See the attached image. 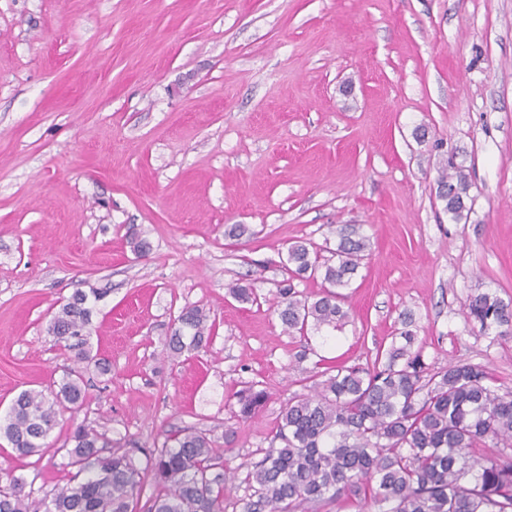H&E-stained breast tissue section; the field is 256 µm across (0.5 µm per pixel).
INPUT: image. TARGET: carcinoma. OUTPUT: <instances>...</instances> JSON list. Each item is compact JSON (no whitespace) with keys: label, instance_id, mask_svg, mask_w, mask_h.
Returning a JSON list of instances; mask_svg holds the SVG:
<instances>
[{"label":"carcinoma","instance_id":"1","mask_svg":"<svg viewBox=\"0 0 512 512\" xmlns=\"http://www.w3.org/2000/svg\"><path fill=\"white\" fill-rule=\"evenodd\" d=\"M436 199L459 220L471 200L466 174L447 160L437 179ZM336 262L321 259L304 241L287 250L289 278L277 289L276 312L284 332L309 326L338 327L346 313L338 288L350 284L367 249L356 231L339 232ZM318 275L326 289L311 300L293 280ZM84 293L74 294L52 317L48 333L89 358L92 310ZM465 315L484 332L512 327V302L490 293L470 297ZM168 341L171 357L205 347L212 327L197 306L182 308ZM376 356L372 366H340L281 408L273 440L248 474L242 512H323L344 501L364 512H512V394H499L477 365L431 370L413 350L414 334ZM86 398L82 371L66 370L55 400L34 389L13 400L3 434L21 457L47 447L57 407L80 406ZM238 417L252 418L269 395L256 385L237 395ZM498 449L485 456L479 448ZM111 440L85 425L73 426L62 445L74 480L55 486L42 499L44 512H136L148 483L156 493L148 512H224V487L235 473L213 441L192 428L162 447L109 449ZM142 454L139 459L136 454ZM26 478L0 473V512H29Z\"/></svg>","mask_w":512,"mask_h":512}]
</instances>
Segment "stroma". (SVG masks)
Instances as JSON below:
<instances>
[{
  "instance_id": "stroma-1",
  "label": "stroma",
  "mask_w": 512,
  "mask_h": 512,
  "mask_svg": "<svg viewBox=\"0 0 512 512\" xmlns=\"http://www.w3.org/2000/svg\"><path fill=\"white\" fill-rule=\"evenodd\" d=\"M451 154L473 198L457 222L435 197ZM345 227L370 248L343 325L283 333L288 246L328 259ZM78 292L80 364L47 332ZM481 292L512 301V0H0V418L67 367L87 382L43 454L0 435L31 512L75 473L58 452L75 421L140 448L206 433L236 472L224 512H242L282 406L407 328L430 369L479 365L512 393V334L464 314ZM186 306L211 340L174 360ZM248 382L270 399L245 421Z\"/></svg>"
}]
</instances>
